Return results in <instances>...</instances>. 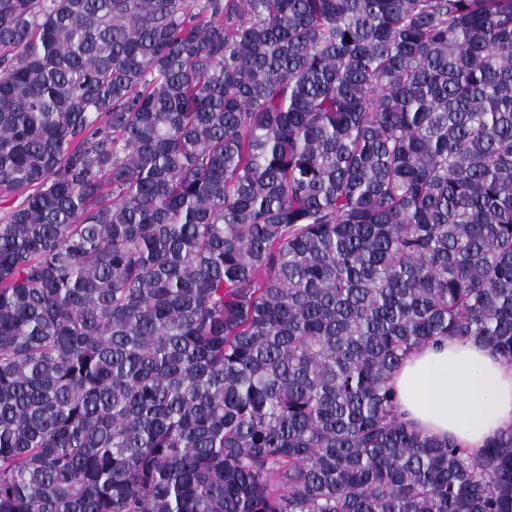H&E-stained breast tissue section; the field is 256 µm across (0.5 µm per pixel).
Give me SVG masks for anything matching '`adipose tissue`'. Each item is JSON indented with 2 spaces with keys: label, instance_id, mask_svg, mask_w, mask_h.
<instances>
[{
  "label": "adipose tissue",
  "instance_id": "obj_1",
  "mask_svg": "<svg viewBox=\"0 0 512 512\" xmlns=\"http://www.w3.org/2000/svg\"><path fill=\"white\" fill-rule=\"evenodd\" d=\"M397 411L418 433L478 449L512 429V364L448 337L412 351L392 377Z\"/></svg>",
  "mask_w": 512,
  "mask_h": 512
}]
</instances>
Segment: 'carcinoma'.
Listing matches in <instances>:
<instances>
[{"label":"carcinoma","mask_w":512,"mask_h":512,"mask_svg":"<svg viewBox=\"0 0 512 512\" xmlns=\"http://www.w3.org/2000/svg\"><path fill=\"white\" fill-rule=\"evenodd\" d=\"M0 512H512V0H0ZM397 412L418 433L479 449L512 428V364L454 337L412 351L392 377Z\"/></svg>","instance_id":"cac0c4a2"}]
</instances>
